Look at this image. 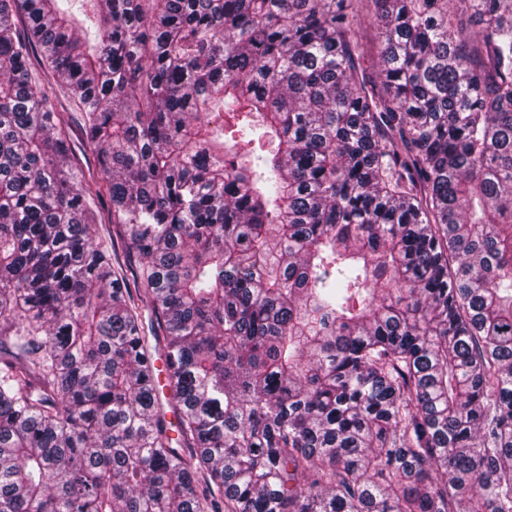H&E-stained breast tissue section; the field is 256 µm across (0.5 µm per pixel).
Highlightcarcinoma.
Here are the masks:
<instances>
[{
    "label": "carcinoma",
    "mask_w": 512,
    "mask_h": 512,
    "mask_svg": "<svg viewBox=\"0 0 512 512\" xmlns=\"http://www.w3.org/2000/svg\"><path fill=\"white\" fill-rule=\"evenodd\" d=\"M360 2L0 0V512H512V0ZM357 23L360 31L363 32L364 57L361 64L365 74L375 79L377 64V30L374 17V5L363 2L359 5ZM31 71L32 77L47 89L57 111L63 114L67 122V136L74 167L86 176L97 175L96 159L82 135L83 113L79 109L78 101L44 69L38 50L32 56Z\"/></svg>",
    "instance_id": "carcinoma-1"
}]
</instances>
